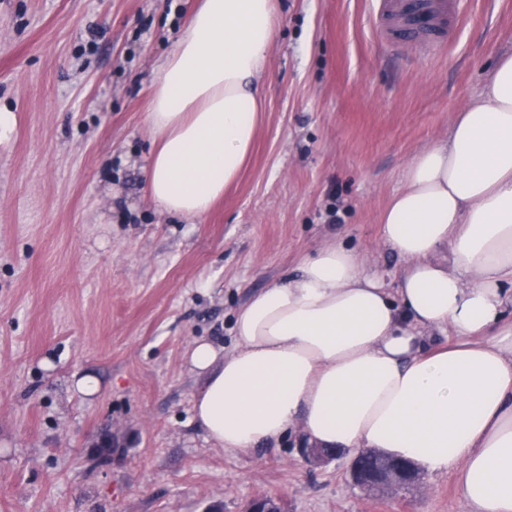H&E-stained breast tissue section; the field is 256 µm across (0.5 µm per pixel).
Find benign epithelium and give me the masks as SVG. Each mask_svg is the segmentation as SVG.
Listing matches in <instances>:
<instances>
[{"instance_id":"benign-epithelium-1","label":"benign epithelium","mask_w":512,"mask_h":512,"mask_svg":"<svg viewBox=\"0 0 512 512\" xmlns=\"http://www.w3.org/2000/svg\"><path fill=\"white\" fill-rule=\"evenodd\" d=\"M303 455L310 461L322 463L339 455L335 449L307 446L302 448ZM349 478L353 485L382 495L394 488L402 490L414 486L420 474L411 462H401L368 449L359 452L351 461ZM245 512H281L280 507L272 499L260 497L252 500Z\"/></svg>"}]
</instances>
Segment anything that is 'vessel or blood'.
<instances>
[{
  "label": "vessel or blood",
  "instance_id": "b4317fda",
  "mask_svg": "<svg viewBox=\"0 0 512 512\" xmlns=\"http://www.w3.org/2000/svg\"><path fill=\"white\" fill-rule=\"evenodd\" d=\"M457 0H374L373 14L381 32L391 43L400 41V25L405 17L417 15V25L425 29V46L443 41L446 20L457 11Z\"/></svg>",
  "mask_w": 512,
  "mask_h": 512
}]
</instances>
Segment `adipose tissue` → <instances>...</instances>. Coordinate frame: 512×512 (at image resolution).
I'll return each mask as SVG.
<instances>
[{
  "label": "adipose tissue",
  "instance_id": "obj_1",
  "mask_svg": "<svg viewBox=\"0 0 512 512\" xmlns=\"http://www.w3.org/2000/svg\"><path fill=\"white\" fill-rule=\"evenodd\" d=\"M279 0H201L154 83L147 195L204 217L239 177L260 122ZM382 217L399 288L330 239L253 295L236 345L186 351L193 420L216 446L300 433L454 473L474 512H512V54L446 139L410 158ZM449 331L453 341H439Z\"/></svg>",
  "mask_w": 512,
  "mask_h": 512
}]
</instances>
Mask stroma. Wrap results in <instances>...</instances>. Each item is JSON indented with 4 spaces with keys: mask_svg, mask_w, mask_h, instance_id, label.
<instances>
[{
    "mask_svg": "<svg viewBox=\"0 0 512 512\" xmlns=\"http://www.w3.org/2000/svg\"><path fill=\"white\" fill-rule=\"evenodd\" d=\"M199 0H0V512H472L455 475L376 496L352 455L289 435L213 446L192 420L198 337L232 349L254 293L331 238L396 287L381 214L512 53V0H464L454 38L388 46L371 0H281L254 151L203 218L147 195L158 68ZM52 369H45L44 361ZM96 374L84 400L74 375Z\"/></svg>",
    "mask_w": 512,
    "mask_h": 512,
    "instance_id": "1",
    "label": "stroma"
}]
</instances>
